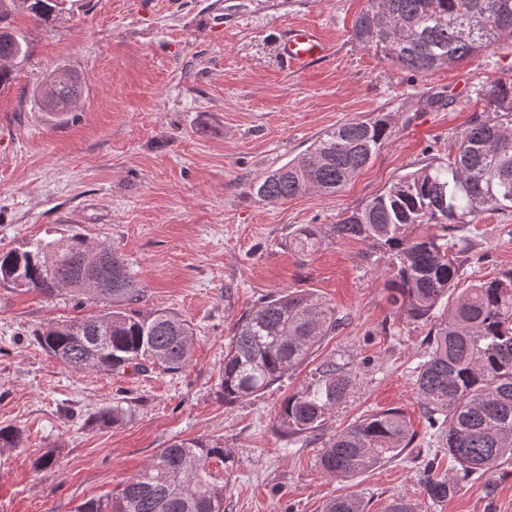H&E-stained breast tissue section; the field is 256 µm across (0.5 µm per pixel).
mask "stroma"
<instances>
[{
    "mask_svg": "<svg viewBox=\"0 0 512 512\" xmlns=\"http://www.w3.org/2000/svg\"><path fill=\"white\" fill-rule=\"evenodd\" d=\"M367 0H64L43 24L16 11L29 51L0 88V252L78 233L125 259L145 290L142 313L165 309L192 327L191 360L176 373L145 364L121 374L77 372L47 355L34 333L103 311L93 295L47 296L0 285V427L23 443L0 449V512H75L117 492L157 449L182 439H223L224 512H323L357 494L366 512L392 497L422 512H512V460L427 504L426 464L447 454L409 447L396 461L334 479L317 448H293L276 432L284 400L318 364L354 365L347 401L325 422L340 430L368 412L395 408L424 436L414 389L428 326L407 322L388 301L383 264L354 241H330L309 257L289 248L305 224L328 227L398 177L446 155L486 105L478 88L512 75V48L463 65L410 74L362 48L352 26ZM317 29L323 57L287 68L291 30ZM83 84L62 119L41 92L58 69ZM441 95L442 103L425 99ZM380 113L391 136L372 162L334 194L310 191L275 205L249 193L270 169L304 156L325 131ZM479 276L512 270V211L488 210L465 225ZM305 290L350 317L307 365L262 395L233 406L216 393L233 322L262 298ZM122 408L102 427L103 409ZM55 450L59 465L35 467Z\"/></svg>",
    "mask_w": 512,
    "mask_h": 512,
    "instance_id": "1",
    "label": "stroma"
}]
</instances>
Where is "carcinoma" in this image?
Here are the masks:
<instances>
[{
  "label": "carcinoma",
  "mask_w": 512,
  "mask_h": 512,
  "mask_svg": "<svg viewBox=\"0 0 512 512\" xmlns=\"http://www.w3.org/2000/svg\"><path fill=\"white\" fill-rule=\"evenodd\" d=\"M61 0H31L27 13L48 23ZM10 0H0V86L12 75L9 57L25 58L23 34L10 23ZM353 38L389 63L422 74L454 67L472 56L512 45V0H368ZM45 109L73 111L81 79L63 71L50 79ZM487 112L457 137L444 157L400 176L382 193L345 213L324 232L315 224L289 241L301 256L326 241L356 240L387 259L389 301L405 319L432 324L414 385L421 413L454 475L427 473L428 502L448 501L461 484L512 458V270L468 280L466 239L457 235L485 210L512 209V76L477 89ZM391 135L390 114L349 119L318 137L299 162L272 169L249 193L275 205L308 191L334 193L367 167ZM91 255L85 238L37 240L0 252V284L46 295L87 291L111 303L104 314L49 324L37 344L75 371L118 373L154 360L176 372L192 355L193 329L178 314L132 309L144 290L118 253ZM349 316L305 291L263 298L233 323L217 394L235 405L265 392L308 362ZM353 366L338 354L323 361L312 382L288 398L280 423L288 438L319 446L322 471L352 477L398 457L416 433L405 416L386 409L358 417L328 434L324 422L346 401ZM17 427H0V447L17 448ZM233 461L220 439H188L158 449L151 463L111 499L91 498L77 512H224V483L214 464ZM362 497H336L324 512H365Z\"/></svg>",
  "instance_id": "cac0c4a2"
}]
</instances>
